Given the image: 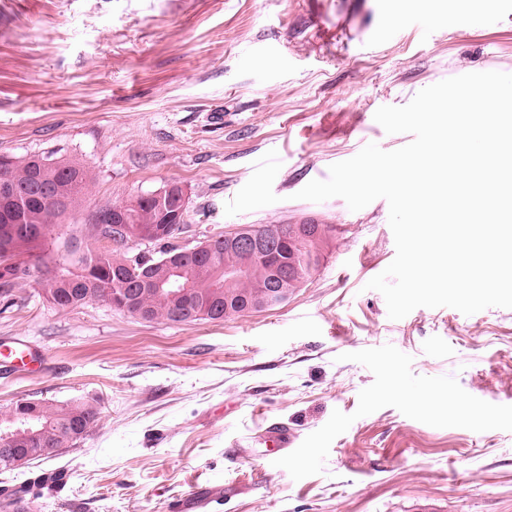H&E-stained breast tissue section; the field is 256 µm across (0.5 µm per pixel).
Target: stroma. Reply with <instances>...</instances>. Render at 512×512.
I'll list each match as a JSON object with an SVG mask.
<instances>
[{
  "label": "stroma",
  "mask_w": 512,
  "mask_h": 512,
  "mask_svg": "<svg viewBox=\"0 0 512 512\" xmlns=\"http://www.w3.org/2000/svg\"><path fill=\"white\" fill-rule=\"evenodd\" d=\"M0 0V154L77 160L93 181L43 259L77 261L98 209L178 183L177 242L258 224L334 225L285 303L220 321L54 308L27 279L0 312L49 368L0 367L20 400L96 401L86 438L0 472L33 512H512V309L393 320L367 282L395 257L389 206L297 199L365 145L374 114L486 68L512 71V0ZM291 430L287 450L264 422ZM63 474L50 493L40 475Z\"/></svg>",
  "instance_id": "stroma-1"
}]
</instances>
